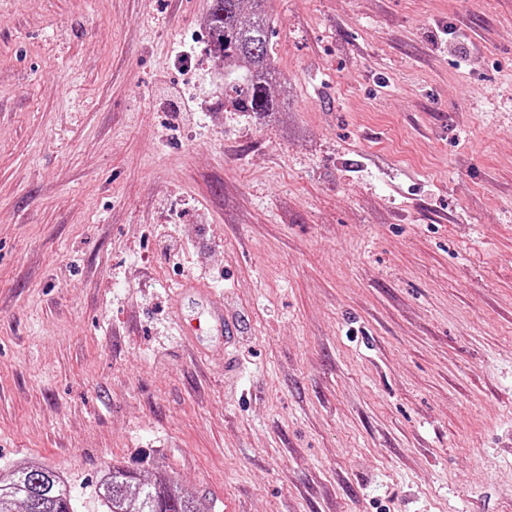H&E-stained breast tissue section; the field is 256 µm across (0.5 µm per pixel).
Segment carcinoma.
I'll return each mask as SVG.
<instances>
[{
  "mask_svg": "<svg viewBox=\"0 0 512 512\" xmlns=\"http://www.w3.org/2000/svg\"><path fill=\"white\" fill-rule=\"evenodd\" d=\"M269 0H211L207 36L211 54L230 63L224 91L237 112L283 121L270 94L272 63ZM96 494L104 512H205L194 490L166 472L151 477L112 467L100 477ZM0 512H76L63 477L35 462L0 472Z\"/></svg>",
  "mask_w": 512,
  "mask_h": 512,
  "instance_id": "cac0c4a2",
  "label": "carcinoma"
}]
</instances>
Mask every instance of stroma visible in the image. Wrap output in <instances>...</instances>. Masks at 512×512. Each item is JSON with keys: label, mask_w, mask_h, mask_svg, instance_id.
Segmentation results:
<instances>
[{"label": "stroma", "mask_w": 512, "mask_h": 512, "mask_svg": "<svg viewBox=\"0 0 512 512\" xmlns=\"http://www.w3.org/2000/svg\"><path fill=\"white\" fill-rule=\"evenodd\" d=\"M209 6L0 0V470L512 512V0H272L284 126ZM192 277L233 343L180 336ZM177 289L179 293H183L192 289L202 294L209 304V323L213 326L224 328V335L226 338L235 335L234 319L229 317L227 311L224 309V295L211 288L207 282L198 279H189L183 282Z\"/></svg>", "instance_id": "35a3bbf8"}]
</instances>
